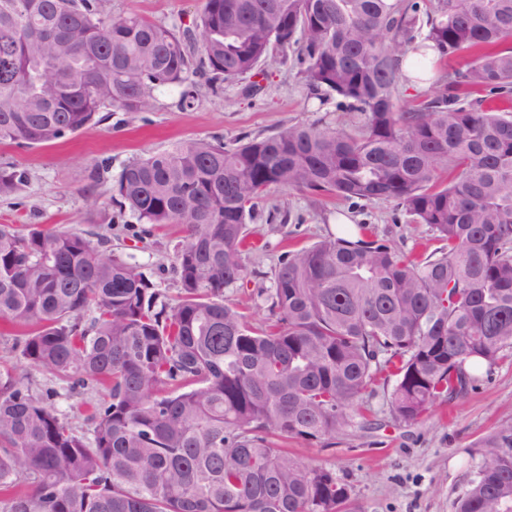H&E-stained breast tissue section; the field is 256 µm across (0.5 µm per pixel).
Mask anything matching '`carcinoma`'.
<instances>
[{
	"mask_svg": "<svg viewBox=\"0 0 512 512\" xmlns=\"http://www.w3.org/2000/svg\"><path fill=\"white\" fill-rule=\"evenodd\" d=\"M190 31L99 0H0V144L42 145L160 86L197 100L296 55L315 98L363 116L354 133L291 125L234 148L196 140L128 165L120 204L176 225L179 293L67 230L0 224V321L23 361L105 399L77 430L0 369V512H351L336 474L272 438L334 444L386 389L393 422L475 391L512 352V0H204ZM468 55L417 108L399 56ZM22 172L0 167V196ZM273 189L393 201L443 242L421 262L358 234L279 259L253 323L226 296ZM456 512H512V421L479 442Z\"/></svg>",
	"mask_w": 512,
	"mask_h": 512,
	"instance_id": "obj_1",
	"label": "carcinoma"
}]
</instances>
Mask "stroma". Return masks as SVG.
Segmentation results:
<instances>
[{
  "mask_svg": "<svg viewBox=\"0 0 512 512\" xmlns=\"http://www.w3.org/2000/svg\"><path fill=\"white\" fill-rule=\"evenodd\" d=\"M104 15L139 14L170 27H191L203 0H101ZM256 95L241 96L237 87L213 92L200 84L193 107L180 108L179 89L160 88L145 112L103 110L100 122L63 139L33 147L0 145V166L23 171L26 179L12 196L0 197V224L18 227L55 225L103 241L106 249L133 258L165 293L176 297L179 285L171 271L173 253L182 241L175 228L142 224L113 201L122 170L148 154L170 151L198 139L227 146L264 137L295 125L327 123L346 130L358 125L338 99L322 104L310 98L295 60L274 65L260 80ZM98 208H90L87 196ZM292 215L281 223L282 212ZM363 225L367 234L424 257L438 246L429 227L410 223L394 203L342 201L333 196L274 190L257 205L249 225L259 247L244 253L251 277L228 298L253 321L265 310L252 296L270 287L285 252L335 234L342 219ZM13 339L0 335V358L16 377L35 390L57 388L47 373L30 368L12 353ZM57 410L78 430H85L83 409L96 403L98 391L78 394L57 388ZM363 422L354 423L330 448L302 439L289 440V453L310 466L334 470L347 485L357 512H455L479 458V440L512 421V361L504 360L488 381L464 396L437 402L417 425H393L384 392L367 397Z\"/></svg>",
  "mask_w": 512,
  "mask_h": 512,
  "instance_id": "stroma-1",
  "label": "stroma"
}]
</instances>
